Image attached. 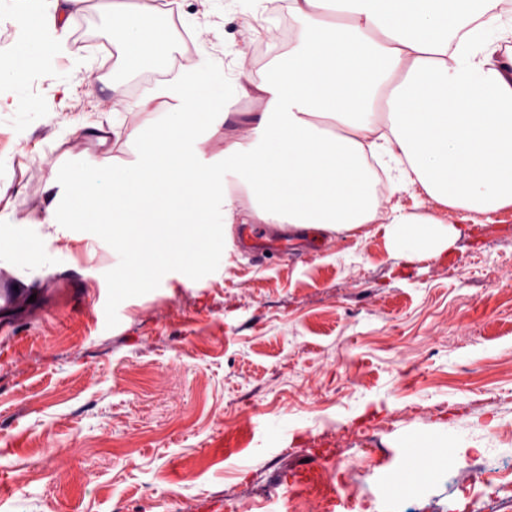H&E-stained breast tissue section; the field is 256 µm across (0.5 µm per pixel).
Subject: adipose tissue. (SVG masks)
Wrapping results in <instances>:
<instances>
[{
	"mask_svg": "<svg viewBox=\"0 0 512 512\" xmlns=\"http://www.w3.org/2000/svg\"><path fill=\"white\" fill-rule=\"evenodd\" d=\"M85 0H45L14 61L54 75L70 18ZM112 40L165 55L159 30L128 0H99ZM298 48L255 80L245 60L232 74L204 57L176 81L130 102L156 120L128 142L120 165L51 171L33 224H94L125 269L172 255L205 260L214 224H273L345 238L378 224L396 258H441L456 224L419 213L426 194L460 221L512 208V14L493 0H282ZM258 103L241 137H228L219 165L205 164L209 129ZM385 170L375 190L370 160ZM233 177L248 208L225 197ZM397 477L412 479L436 448L491 443L468 430L449 437L405 431Z\"/></svg>",
	"mask_w": 512,
	"mask_h": 512,
	"instance_id": "obj_1",
	"label": "adipose tissue"
}]
</instances>
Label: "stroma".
I'll use <instances>...</instances> for the list:
<instances>
[{"instance_id": "obj_1", "label": "stroma", "mask_w": 512, "mask_h": 512, "mask_svg": "<svg viewBox=\"0 0 512 512\" xmlns=\"http://www.w3.org/2000/svg\"><path fill=\"white\" fill-rule=\"evenodd\" d=\"M143 10L168 43L198 35L192 58L208 52L228 68L261 42L237 11L206 0ZM102 22L86 0L57 77L22 72L21 99L0 86V159L13 181L0 216L39 208L51 167L125 161L122 144L71 135L73 119L135 136L148 117L126 110L130 84L148 68L175 74L169 56L127 60ZM15 110L35 115L26 135L7 118ZM242 230L213 227L205 262L170 263L140 289L89 251L94 226L32 225L45 266L0 251V266L43 291L42 315L0 314L13 325L0 353V512H195L256 486L270 489L257 512H292L285 478L326 465L342 427L371 440L354 512H472L478 490L444 477L410 500L390 488L410 429L469 428L512 448V210L462 224L448 257L411 263L377 234L292 237L257 264ZM460 265L466 274L454 275ZM249 416L270 431L258 459L212 460L209 443Z\"/></svg>"}]
</instances>
